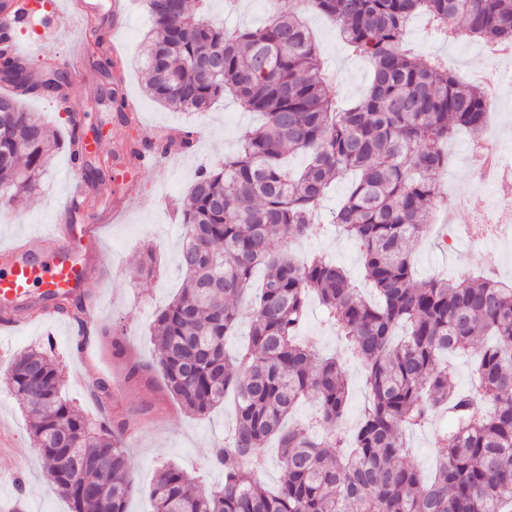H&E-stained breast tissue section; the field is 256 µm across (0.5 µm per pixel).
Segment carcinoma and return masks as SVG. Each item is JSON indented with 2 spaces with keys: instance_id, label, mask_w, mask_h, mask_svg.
Wrapping results in <instances>:
<instances>
[{
  "instance_id": "cac0c4a2",
  "label": "carcinoma",
  "mask_w": 512,
  "mask_h": 512,
  "mask_svg": "<svg viewBox=\"0 0 512 512\" xmlns=\"http://www.w3.org/2000/svg\"><path fill=\"white\" fill-rule=\"evenodd\" d=\"M153 27L145 48L146 92L173 111L203 114L232 96L264 122L239 150L201 168L180 208L187 241L178 252L180 291L151 325L156 365L168 393L205 416L235 396L234 421L209 465L224 484L200 493L173 465L159 468L154 512H512V286L490 276H416L408 244L422 237L445 202L437 175L448 166V140L480 133L493 102L433 55L420 59L407 41L423 16L439 36L464 28L490 46L512 45V0H297L259 27L227 28L208 18L209 0H143ZM305 11L338 27L370 64L361 100L337 106L336 82L321 57ZM0 80V207L34 194L57 145L23 98L67 81L46 66L40 85L14 61ZM120 119L128 100L105 89ZM304 157L294 171L288 160ZM333 223L358 247L365 287L323 255L299 258L288 242L318 233L330 189L349 174ZM264 283L242 301L257 268ZM363 367L367 401L353 434L343 363L298 339L310 298ZM82 323L81 297L58 305ZM242 323L237 355L225 337ZM475 357L476 386L457 388L443 361ZM0 382L29 410L35 447L52 490L71 512H128L133 469L126 423H95L62 393L51 348L14 356ZM302 401L313 424L285 428ZM449 431L434 436L437 468L427 480L407 461V431L437 412ZM276 440L283 471L277 486L259 475Z\"/></svg>"
}]
</instances>
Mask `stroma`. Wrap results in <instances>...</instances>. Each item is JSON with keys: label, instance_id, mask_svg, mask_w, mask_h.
<instances>
[{"label": "stroma", "instance_id": "1", "mask_svg": "<svg viewBox=\"0 0 512 512\" xmlns=\"http://www.w3.org/2000/svg\"><path fill=\"white\" fill-rule=\"evenodd\" d=\"M121 18H113L114 0H48L45 10L52 15L51 29L32 25L17 28L14 37L22 57L33 66L45 58L64 66L66 59L87 41V32L97 29L104 45L89 53L81 69L70 70L66 84L81 103L84 129L102 131L91 154L103 176L100 182L84 180L69 168L71 125L55 98L44 93L29 97L28 111L38 113L59 135L61 146L49 159L48 172L35 197L16 203L0 216V250L16 240L28 241L41 250L45 235L55 224L59 211L81 192L85 205L74 216L75 223L96 225L92 250L73 247L72 257L87 265L90 276L84 293L97 300L99 323L90 338L91 356L84 359L73 349L77 325L65 315L55 320H38L12 330L0 328V373L17 353L38 345L53 344L60 362L63 390L67 398L90 418L100 416L91 388L76 377L105 378L112 383V417L128 425L126 442L133 458L135 488L128 512H153L150 490L159 466L180 465L202 487L214 489L224 482L221 471L207 460L224 439L231 419L230 408H219L206 416L186 413L164 387L160 373L128 381L127 362H152L154 348L150 328L156 312L178 292L182 274L177 252L186 229L175 208L186 194L199 168L211 165L234 152L243 132L259 123L258 114L244 111L232 98H224L209 112H177L150 98L144 88L140 61L151 28L150 18L139 0H125ZM308 24L316 34L322 55L335 70L341 101L358 98L368 76L365 62L352 56L337 26L312 14ZM408 38L421 55L441 53L449 70L465 80H479L481 73L512 69V62L482 52L466 33H459L451 46L440 43L430 29L412 23ZM113 42L116 72L123 80L128 100L135 103L138 123H122L114 112L97 102L105 81L98 68L108 55L106 42ZM487 132L498 140L505 154L512 155V84L497 85ZM192 126L199 132L194 152L175 158L165 156L144 165L117 151L129 139L144 138L146 128L174 135ZM472 134L462 131L448 143V167L438 180L449 198L464 197L465 207L437 211L423 239L412 243L419 277H469L493 269L497 278L512 281V193L493 191L477 184L469 157ZM468 224L489 225L484 247H473L459 229ZM300 254L322 251L336 258L353 279H361L362 268L355 245L333 225H325L320 237L294 243ZM153 256L152 276L139 272L146 256ZM120 338L125 352L115 355L113 338ZM300 338L321 354L344 353L345 346L335 330L327 326L318 305H310ZM0 430L10 439L0 446V512H70L66 500L51 491L43 462L28 432L27 413L21 403L0 387Z\"/></svg>", "mask_w": 512, "mask_h": 512}]
</instances>
